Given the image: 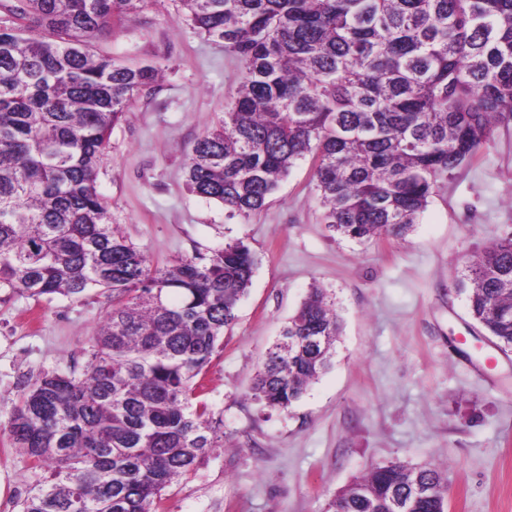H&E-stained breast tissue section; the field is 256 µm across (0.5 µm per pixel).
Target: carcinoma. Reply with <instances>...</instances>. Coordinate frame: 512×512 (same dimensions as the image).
I'll list each match as a JSON object with an SVG mask.
<instances>
[{"label": "carcinoma", "mask_w": 512, "mask_h": 512, "mask_svg": "<svg viewBox=\"0 0 512 512\" xmlns=\"http://www.w3.org/2000/svg\"><path fill=\"white\" fill-rule=\"evenodd\" d=\"M142 0H16L0 23V288L111 309L86 369L46 371L9 434L49 476L20 512H158L165 490L223 447L202 375L251 284L241 241L159 265L111 222L97 187L112 128L160 69L92 49ZM241 62L224 120L194 141L196 195L245 219L310 155L324 223L357 241L402 237L438 181L512 122V0H181ZM456 288L512 351V235ZM340 323L314 288L267 351L251 396L286 412L329 366ZM436 468H370L329 512H447Z\"/></svg>", "instance_id": "obj_1"}]
</instances>
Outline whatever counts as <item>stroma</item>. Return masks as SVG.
Instances as JSON below:
<instances>
[{"label": "stroma", "instance_id": "obj_1", "mask_svg": "<svg viewBox=\"0 0 512 512\" xmlns=\"http://www.w3.org/2000/svg\"><path fill=\"white\" fill-rule=\"evenodd\" d=\"M92 45L162 71L154 91L131 99L99 167L113 223L161 265L238 240L257 261L205 376L224 445L168 488L164 512H326L356 477L394 460L442 469L448 512H512V352L454 287L467 259L512 233V123L439 182L404 237L358 242L324 223L308 158L247 220L188 190L187 155L223 120L241 65L187 21L180 0H145ZM315 285L341 324L331 365L295 406L269 410L250 387ZM107 309L93 293L0 289V512H17L45 478L8 435L20 393L44 370L84 372Z\"/></svg>", "mask_w": 512, "mask_h": 512}]
</instances>
